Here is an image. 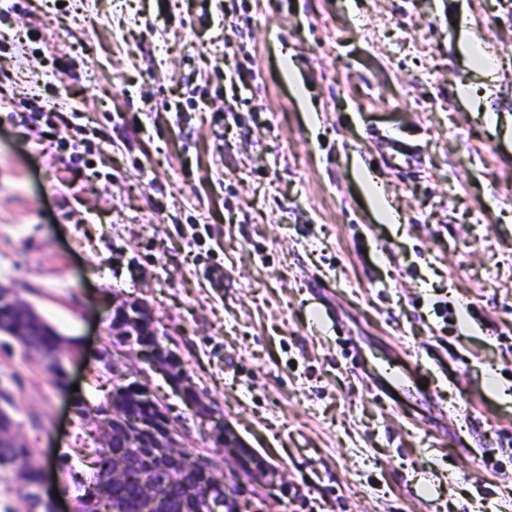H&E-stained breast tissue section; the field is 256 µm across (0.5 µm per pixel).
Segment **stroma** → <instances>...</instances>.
I'll use <instances>...</instances> for the list:
<instances>
[{"instance_id":"35a3bbf8","label":"stroma","mask_w":512,"mask_h":512,"mask_svg":"<svg viewBox=\"0 0 512 512\" xmlns=\"http://www.w3.org/2000/svg\"><path fill=\"white\" fill-rule=\"evenodd\" d=\"M64 2L0 23L8 94L43 93L52 58L78 59L61 96L110 141L89 179L57 147L80 189L65 200L34 150L45 123L0 112V283L79 347L60 390L0 334V392L61 499L90 474L93 425L69 401L112 388L96 357L118 298L147 304L204 401L277 468L270 484L216 459L259 512H512V0H251L259 76L230 126L214 90L237 44L202 23L203 0ZM466 38L491 71L459 53ZM202 86L198 107L164 111ZM358 160L401 223L377 219ZM357 355L426 386L390 405ZM148 379L185 450L209 451L168 380Z\"/></svg>"}]
</instances>
